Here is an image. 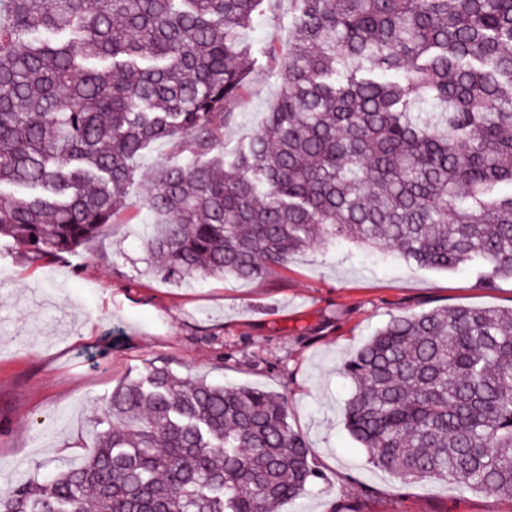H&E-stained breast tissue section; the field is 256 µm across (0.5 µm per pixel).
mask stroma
Wrapping results in <instances>:
<instances>
[{"instance_id":"35a3bbf8","label":"stroma","mask_w":512,"mask_h":512,"mask_svg":"<svg viewBox=\"0 0 512 512\" xmlns=\"http://www.w3.org/2000/svg\"><path fill=\"white\" fill-rule=\"evenodd\" d=\"M292 0H270L242 33L253 68L219 146L232 154L264 122L293 36ZM154 143L136 163L131 204L72 254L46 257L0 237V488L80 464L95 419L146 363L284 397L319 474L274 512H512V499L442 481L402 482L374 467L345 426L351 385L340 371L392 316L436 307L512 308V280L478 285L353 245L317 244L259 280H168L142 245L154 169L176 163Z\"/></svg>"}]
</instances>
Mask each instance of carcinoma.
Wrapping results in <instances>:
<instances>
[{
	"mask_svg": "<svg viewBox=\"0 0 512 512\" xmlns=\"http://www.w3.org/2000/svg\"><path fill=\"white\" fill-rule=\"evenodd\" d=\"M263 0H0V236L57 257L98 237L155 141V270L264 277L328 239L512 278V0H293L279 97L228 160L239 38ZM371 463L512 499V310L391 319L343 363ZM97 448L0 512H268L318 478L284 398L149 364Z\"/></svg>",
	"mask_w": 512,
	"mask_h": 512,
	"instance_id": "cac0c4a2",
	"label": "carcinoma"
}]
</instances>
